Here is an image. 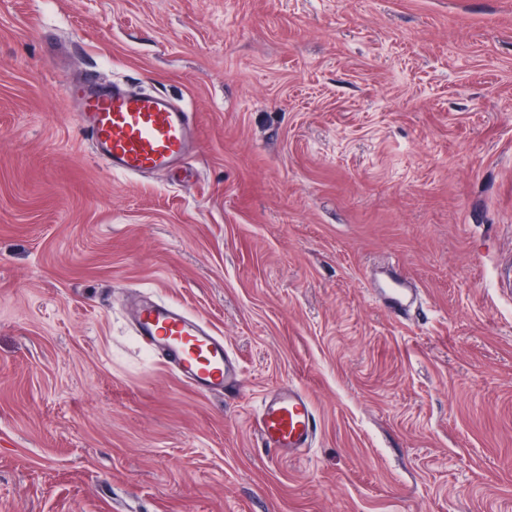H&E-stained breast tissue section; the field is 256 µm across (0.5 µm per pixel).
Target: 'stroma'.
<instances>
[{
  "mask_svg": "<svg viewBox=\"0 0 512 512\" xmlns=\"http://www.w3.org/2000/svg\"><path fill=\"white\" fill-rule=\"evenodd\" d=\"M91 68L196 113L195 152L105 170ZM509 252L512 0H0V512H512ZM152 295L237 400L136 347ZM283 383L319 427L273 458ZM133 317L139 346L157 354L192 389L224 397L241 393L240 365L223 336H217L206 322L154 298L139 301ZM254 430L265 451L293 456L308 448L317 433V414L306 393L285 384L260 399Z\"/></svg>",
  "mask_w": 512,
  "mask_h": 512,
  "instance_id": "35a3bbf8",
  "label": "stroma"
}]
</instances>
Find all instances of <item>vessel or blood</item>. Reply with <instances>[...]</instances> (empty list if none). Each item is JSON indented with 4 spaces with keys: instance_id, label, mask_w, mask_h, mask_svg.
I'll return each instance as SVG.
<instances>
[{
    "instance_id": "1",
    "label": "vessel or blood",
    "mask_w": 512,
    "mask_h": 512,
    "mask_svg": "<svg viewBox=\"0 0 512 512\" xmlns=\"http://www.w3.org/2000/svg\"><path fill=\"white\" fill-rule=\"evenodd\" d=\"M73 97L83 142L114 174L138 176L170 168L196 147L194 114L169 97L103 84L93 72L74 86ZM133 317L139 346L157 354L192 389L225 397L240 394V365L206 322L154 298L139 301ZM253 427L267 453L293 456L316 435L317 414L302 389L286 384L261 397Z\"/></svg>"
}]
</instances>
